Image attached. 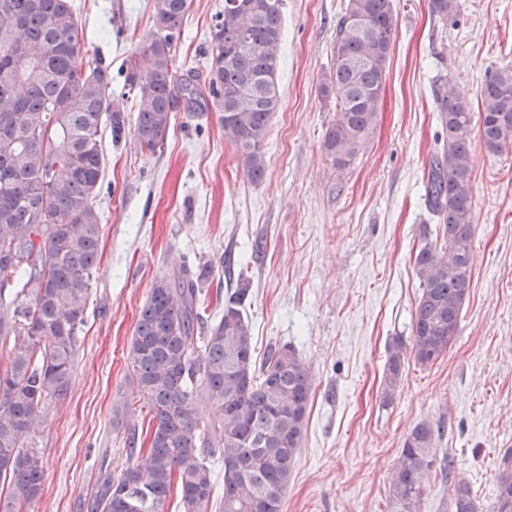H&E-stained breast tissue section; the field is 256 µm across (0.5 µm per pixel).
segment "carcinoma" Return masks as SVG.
I'll return each instance as SVG.
<instances>
[{
    "mask_svg": "<svg viewBox=\"0 0 512 512\" xmlns=\"http://www.w3.org/2000/svg\"><path fill=\"white\" fill-rule=\"evenodd\" d=\"M216 16L205 78L178 72L173 54L188 0H154L151 34L128 60L126 86L136 101L133 136L154 151L171 114L219 113L244 177L265 173V142L280 106L277 80L281 0H242ZM457 0H429L441 23ZM395 20L391 0H348L336 24L333 64L319 92L340 95L323 149L339 172L366 147L387 80ZM83 32L70 0H0V340L13 341L0 371V512H27L45 477L33 437L49 400L67 395L75 370L77 330L99 270L100 216L93 199L104 159L103 123L111 138L127 135L122 104L112 100L110 67H83ZM484 145L512 146V65L488 72L480 91ZM434 102L448 138L432 156L425 203L440 221L425 229L415 254L420 293L412 336L388 346L382 402L393 400L406 355L434 363L458 331L472 287L473 115L453 83L439 79ZM214 267L182 268L153 282L128 353L131 383L153 414L148 452L136 448L117 478L105 477L95 512H164L173 487L179 512H210L214 471L224 464L223 512H282L306 429L308 367L291 344L255 357L243 308L250 277L241 271L219 319L207 316ZM439 429L421 422L406 437L390 476V497L417 512L434 468ZM496 512H512V451L501 460ZM451 512H477L470 486H454Z\"/></svg>",
    "mask_w": 512,
    "mask_h": 512,
    "instance_id": "1",
    "label": "carcinoma"
}]
</instances>
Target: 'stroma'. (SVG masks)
Listing matches in <instances>:
<instances>
[{"label":"stroma","mask_w":512,"mask_h":512,"mask_svg":"<svg viewBox=\"0 0 512 512\" xmlns=\"http://www.w3.org/2000/svg\"><path fill=\"white\" fill-rule=\"evenodd\" d=\"M448 22L428 0H393L395 32L376 126L366 149L337 176L324 133L336 96L319 86L333 58L347 0H282L281 105L253 184L218 113L174 112L155 151L134 137L113 143L102 127L105 167L94 200L102 231L100 271L78 331L67 396L47 402L35 437L45 463L29 512H91L101 472L127 467L126 438L148 426L130 382V341L153 281L182 266L213 265L210 289L230 293L221 273L247 267L245 313L256 356L290 343L310 371L307 427L282 512H400L389 475L413 427L444 433L432 449L450 457V481L431 475L419 512H448L453 484H469L479 512H493L501 458L512 451V147L472 141L473 284L457 334L427 367L406 358L390 405L381 382L386 348L410 339L419 282L414 255L436 217L424 201L443 132L433 103L448 75L471 110L489 70L512 63V0H458ZM86 39L80 61L112 69V95L135 119L122 68L153 32V0H72ZM224 0H189L175 65L204 70ZM130 404L122 418L114 406Z\"/></svg>","instance_id":"1"}]
</instances>
